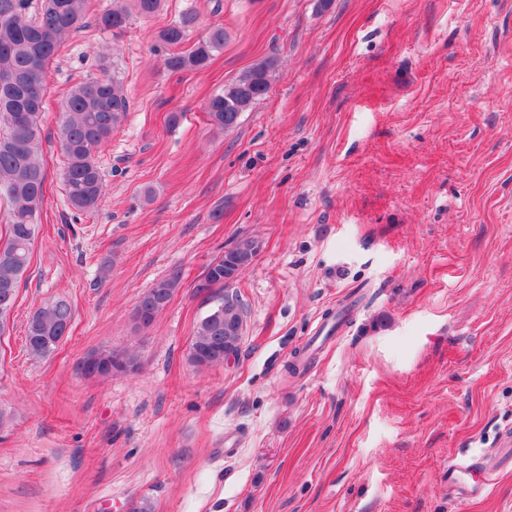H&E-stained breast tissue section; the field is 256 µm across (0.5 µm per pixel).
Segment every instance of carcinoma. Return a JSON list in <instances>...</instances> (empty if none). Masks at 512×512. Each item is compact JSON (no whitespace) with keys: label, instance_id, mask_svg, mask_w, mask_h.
Here are the masks:
<instances>
[{"label":"carcinoma","instance_id":"carcinoma-1","mask_svg":"<svg viewBox=\"0 0 512 512\" xmlns=\"http://www.w3.org/2000/svg\"><path fill=\"white\" fill-rule=\"evenodd\" d=\"M164 0H109L94 14V25L102 31H123L130 10L149 17ZM88 0H0V75L14 77V84H0V202L6 205V233L0 235V337L10 323L18 298V288L31 263L34 241L39 235V216L45 201L46 172L42 159L40 124L45 96L29 98V87L37 80L48 92V69L61 44L73 31L85 26ZM195 22L189 13L160 31L159 51L170 71L205 68L214 53L224 48V27L216 26L208 36L186 51L178 50ZM269 66L258 65L224 86L206 106L211 124L224 130L235 128L243 115L269 91ZM129 107L118 73L75 85L63 104L65 120L59 138L65 157L63 182L68 204L82 213L96 210L104 195L102 172L94 159L121 124ZM257 244L239 239L232 247L239 272L255 260ZM180 283L179 275L162 278L145 291L156 288L172 298ZM242 308L217 298L200 318L193 331L188 360L196 368L224 364V352L203 360L196 349L214 336L222 345L239 353V335L221 327L239 322ZM69 301L57 299L39 306L29 317L25 345L29 355L42 359L53 354L62 342L64 324L73 320Z\"/></svg>","mask_w":512,"mask_h":512}]
</instances>
